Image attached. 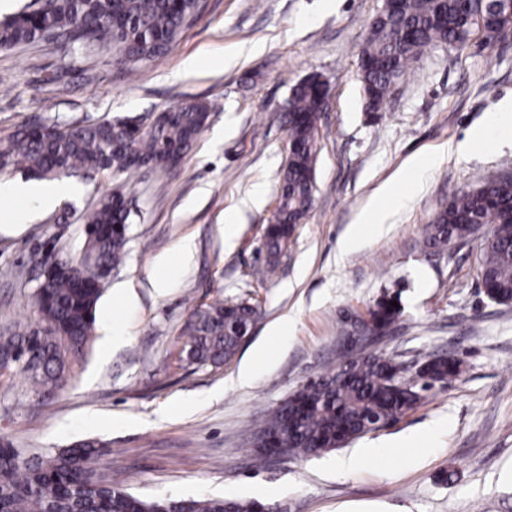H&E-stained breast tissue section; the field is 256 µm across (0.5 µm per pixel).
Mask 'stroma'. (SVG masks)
Masks as SVG:
<instances>
[{
    "label": "stroma",
    "instance_id": "obj_1",
    "mask_svg": "<svg viewBox=\"0 0 512 512\" xmlns=\"http://www.w3.org/2000/svg\"><path fill=\"white\" fill-rule=\"evenodd\" d=\"M199 5L171 49L132 73L105 48L0 50V137L36 117L150 118L191 98L211 109L175 169L76 177L75 195L0 232V333L38 328L36 259L76 254L104 194L119 187L130 201L124 262L102 287L83 355L67 359L66 386L45 397L24 375H0V437L26 454L96 442L107 450L105 473L149 499H257L281 512H512V306L486 296L478 243L440 257L423 248L454 196L512 175V132L456 151L512 102V36L488 51L436 47L381 111L368 112L359 57L383 0ZM311 75L329 88L314 204L276 275L260 283L252 271L265 263L259 247L288 154L282 107ZM426 156L434 164L415 173ZM386 187L405 200L390 230L343 251L357 214ZM186 238L192 261L157 295L155 257ZM386 294L403 315L382 351H450L462 374L347 447L257 461L253 435L266 416L335 360L346 314ZM228 297L257 306L252 333L230 363L188 364L181 332L191 312ZM284 318L283 334L269 335ZM107 321L122 335L110 350ZM261 346L268 358L249 384L237 383ZM358 448L383 456L339 473L337 460Z\"/></svg>",
    "mask_w": 512,
    "mask_h": 512
}]
</instances>
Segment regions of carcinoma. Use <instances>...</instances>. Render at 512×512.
Returning a JSON list of instances; mask_svg holds the SVG:
<instances>
[{
	"instance_id": "cac0c4a2",
	"label": "carcinoma",
	"mask_w": 512,
	"mask_h": 512,
	"mask_svg": "<svg viewBox=\"0 0 512 512\" xmlns=\"http://www.w3.org/2000/svg\"><path fill=\"white\" fill-rule=\"evenodd\" d=\"M44 7L19 12L0 22V50L50 42L117 50L120 63L137 65L163 54L186 21L196 16L199 0H43ZM512 4L496 13L483 0H395L372 22L360 55L366 110L378 112L397 80L438 43L463 46L477 19L509 23ZM326 88L316 76L291 89L284 106L288 159L278 201L265 228L266 268L259 282L275 275L288 256L289 242L313 204L314 141ZM210 107L182 102L147 126L134 118L61 123L48 117L18 127L0 138V169L18 167L40 180L104 171H164L179 164L205 130ZM116 191L104 196L87 217L79 256L45 262L65 266L62 273L37 282L36 310L45 326L0 336V356L31 354L34 368L15 366L42 393L65 382L66 353L84 351L101 291L93 287L97 271L112 270L125 257L131 212ZM488 227L480 242V278L500 305H512V198L498 181L463 192L441 209L427 227L424 248L441 256L474 239L477 226ZM384 295L367 307L366 333L386 336L402 315ZM258 311L245 299L217 300L193 310L183 329V353L191 365L219 367L235 357L253 328ZM65 339L68 352L59 345ZM459 376L454 361L429 353L402 371L393 355L376 347L363 353L338 352L336 367L294 391L256 431L257 458L268 448L298 456L330 452L369 432L372 420L396 419L414 409L438 383ZM104 452L91 443L23 455L0 442V512H257L258 500L224 498L144 500L122 485L96 476Z\"/></svg>"
}]
</instances>
